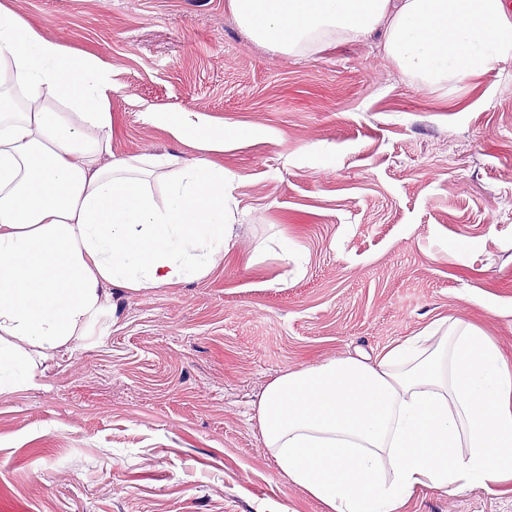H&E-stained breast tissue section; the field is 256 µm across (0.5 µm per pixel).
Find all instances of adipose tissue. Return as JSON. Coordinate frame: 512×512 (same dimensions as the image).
<instances>
[{
    "label": "adipose tissue",
    "mask_w": 512,
    "mask_h": 512,
    "mask_svg": "<svg viewBox=\"0 0 512 512\" xmlns=\"http://www.w3.org/2000/svg\"><path fill=\"white\" fill-rule=\"evenodd\" d=\"M250 38L283 55L376 34L395 68L433 88L512 60L507 0H228ZM115 86L95 56L0 10V393L35 384L31 353L107 333L112 291L207 277L236 238L228 140L208 115L143 120L199 150L118 156ZM281 474L323 512H402L414 490L512 480V360L478 328L440 318L374 358L274 378L256 403Z\"/></svg>",
    "instance_id": "ef3b65f1"
}]
</instances>
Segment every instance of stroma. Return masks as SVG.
<instances>
[{
    "instance_id": "obj_1",
    "label": "stroma",
    "mask_w": 512,
    "mask_h": 512,
    "mask_svg": "<svg viewBox=\"0 0 512 512\" xmlns=\"http://www.w3.org/2000/svg\"><path fill=\"white\" fill-rule=\"evenodd\" d=\"M227 0H0L119 90L116 155L193 156L150 106L225 130L238 241L200 281L117 290V320L0 394V512H321L255 419L281 374L480 328L512 357V60L417 87L377 36L282 56ZM405 512H512V493L418 488Z\"/></svg>"
}]
</instances>
